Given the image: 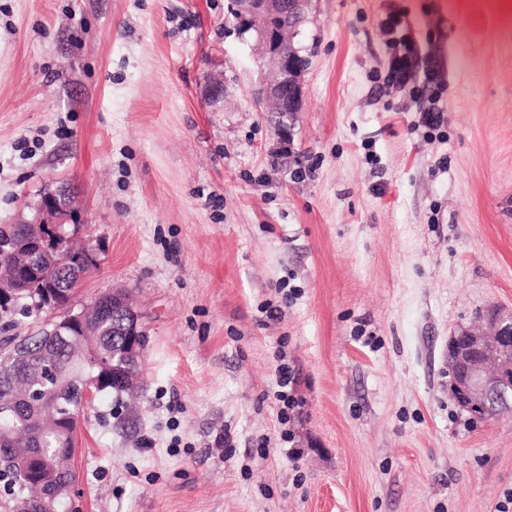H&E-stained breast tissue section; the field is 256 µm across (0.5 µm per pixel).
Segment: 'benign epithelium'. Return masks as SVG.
Here are the masks:
<instances>
[{
  "instance_id": "obj_1",
  "label": "benign epithelium",
  "mask_w": 512,
  "mask_h": 512,
  "mask_svg": "<svg viewBox=\"0 0 512 512\" xmlns=\"http://www.w3.org/2000/svg\"><path fill=\"white\" fill-rule=\"evenodd\" d=\"M310 0H230V9L244 32L259 49V68L274 74L270 82L259 80L257 98L274 105L283 144H289L288 114L298 112L302 103L303 77L307 59L295 45L305 23ZM28 236L19 242L14 253L22 265L37 260L48 265L51 273L19 278L0 274V302H10L27 293L29 307L54 316L41 319L30 332L38 340L74 336L83 346L82 360L89 366L80 388L84 403L103 387L109 378H119L125 388L134 387L135 374L120 369L117 357L98 352L86 344V337L96 335V324L107 309L125 337L122 355L129 360L141 356L147 337L142 317L122 292L114 291L111 300H96L79 310L58 309L53 304L62 293L61 280L71 275L81 282L100 265L98 246L84 238L86 224L79 211L60 202V193L47 192L31 207V217L24 220ZM448 379L450 398L481 420L512 411V317L491 312L487 327L461 329L448 340ZM30 493L0 492V512H32L40 504L47 512L66 507L70 512L77 489L74 480L62 482L55 474L42 470Z\"/></svg>"
}]
</instances>
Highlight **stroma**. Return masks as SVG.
I'll list each match as a JSON object with an SVG mask.
<instances>
[{"label":"stroma","mask_w":512,"mask_h":512,"mask_svg":"<svg viewBox=\"0 0 512 512\" xmlns=\"http://www.w3.org/2000/svg\"><path fill=\"white\" fill-rule=\"evenodd\" d=\"M228 4L0 0V225L67 187L79 303L147 335L133 405L79 412L78 512H497L512 415L447 350L512 314V0H312L287 153ZM398 35L438 99L385 86ZM295 381L291 375L288 364L283 363L277 369L276 387L274 398L279 404V416L282 422H287L290 415L288 410L293 411L301 404L296 397Z\"/></svg>","instance_id":"1"}]
</instances>
